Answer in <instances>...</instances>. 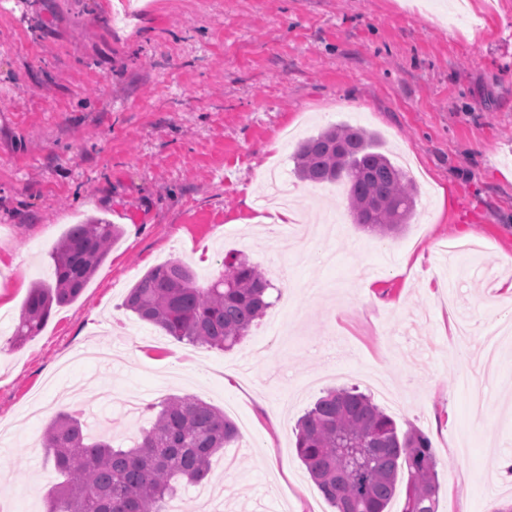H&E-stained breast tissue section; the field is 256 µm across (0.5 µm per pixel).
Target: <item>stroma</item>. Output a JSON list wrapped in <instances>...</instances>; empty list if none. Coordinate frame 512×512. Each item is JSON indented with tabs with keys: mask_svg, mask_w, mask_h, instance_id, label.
<instances>
[{
	"mask_svg": "<svg viewBox=\"0 0 512 512\" xmlns=\"http://www.w3.org/2000/svg\"><path fill=\"white\" fill-rule=\"evenodd\" d=\"M10 0L0 13V512H44L58 477L38 443L76 398L113 441L166 396L224 411L240 438L212 462L217 512H331L295 448L297 419L340 385L383 380L379 406L430 441L437 512L512 503V0ZM374 132L417 184L416 214L383 237L352 224L343 183L299 180L297 140ZM279 167L300 221L262 216ZM90 217L122 234L75 301L11 337L51 250ZM237 252L287 304L219 350L166 336L125 298L152 267L207 283ZM420 268H402L405 257ZM41 397L38 417L21 414Z\"/></svg>",
	"mask_w": 512,
	"mask_h": 512,
	"instance_id": "1",
	"label": "stroma"
}]
</instances>
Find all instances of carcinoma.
I'll return each mask as SVG.
<instances>
[{
    "label": "carcinoma",
    "mask_w": 512,
    "mask_h": 512,
    "mask_svg": "<svg viewBox=\"0 0 512 512\" xmlns=\"http://www.w3.org/2000/svg\"><path fill=\"white\" fill-rule=\"evenodd\" d=\"M297 176L311 183L343 180L354 223L382 236L396 234L415 214L418 190L384 153L374 134L346 124L299 144ZM120 228L90 218L74 225L51 253L54 281L30 290L12 335L16 346L37 335L53 308L77 299L106 259ZM271 284L237 255L206 285L180 259L148 270L125 307L144 322L191 344L231 349L272 306ZM238 437L224 412L191 396L170 395L153 425L130 448L92 440L82 422L61 412L47 426L43 448L64 480L53 486L47 512H164L178 487L210 478L212 457ZM360 448L364 462L341 449ZM296 451L336 512H388L407 475L402 512H436L437 461L427 438L395 420L355 388L330 390L298 423Z\"/></svg>",
    "instance_id": "1"
}]
</instances>
